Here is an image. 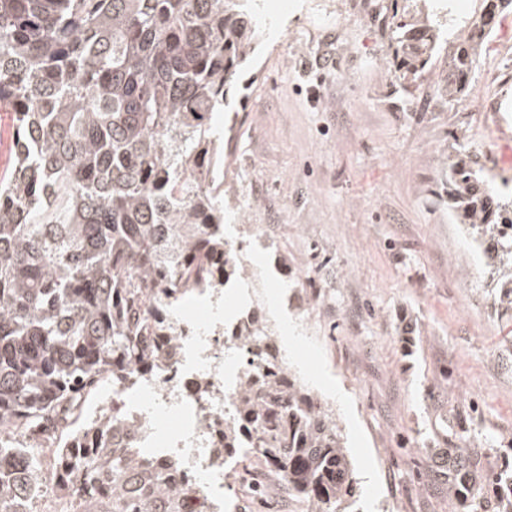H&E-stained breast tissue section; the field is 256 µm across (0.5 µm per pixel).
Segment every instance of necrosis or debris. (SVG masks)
Wrapping results in <instances>:
<instances>
[{
    "label": "necrosis or debris",
    "instance_id": "1",
    "mask_svg": "<svg viewBox=\"0 0 512 512\" xmlns=\"http://www.w3.org/2000/svg\"><path fill=\"white\" fill-rule=\"evenodd\" d=\"M178 355L172 365L131 392L121 387L102 397V407L124 408L146 430L140 447L157 458L179 456L201 493L187 512H221L224 504V441L218 423L233 414L239 378L248 361L224 334V296L172 315Z\"/></svg>",
    "mask_w": 512,
    "mask_h": 512
}]
</instances>
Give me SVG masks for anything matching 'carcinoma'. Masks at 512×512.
I'll list each match as a JSON object with an SVG mask.
<instances>
[{"instance_id":"carcinoma-1","label":"carcinoma","mask_w":512,"mask_h":512,"mask_svg":"<svg viewBox=\"0 0 512 512\" xmlns=\"http://www.w3.org/2000/svg\"><path fill=\"white\" fill-rule=\"evenodd\" d=\"M452 41L446 88L473 79L495 18L482 0ZM255 0H0V105L14 113L15 164L0 183V512H38L37 448L62 436L52 475L76 512H186L201 490L132 444L137 418L87 413L109 382L133 389L175 355L171 316L221 286L229 105L260 34ZM399 77L419 78L441 39L432 14L394 15ZM448 211L512 304V199L470 151L448 165ZM224 424V459L285 473L307 512H347L357 478L327 405L269 359L262 336ZM448 490L512 512V472L448 449Z\"/></svg>"}]
</instances>
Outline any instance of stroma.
Instances as JSON below:
<instances>
[{"label": "stroma", "mask_w": 512, "mask_h": 512, "mask_svg": "<svg viewBox=\"0 0 512 512\" xmlns=\"http://www.w3.org/2000/svg\"><path fill=\"white\" fill-rule=\"evenodd\" d=\"M392 0H291L261 11L224 139V233L259 254L263 309L288 367L333 411L358 479L356 512H472L441 458L463 432L512 466V309L440 200L456 139L512 191V11L473 91L448 98V43L415 83L394 62ZM254 465L230 463L225 512H300L271 487L238 510Z\"/></svg>", "instance_id": "obj_1"}]
</instances>
